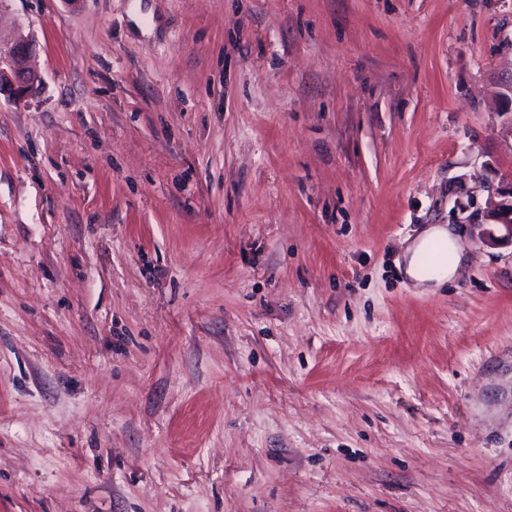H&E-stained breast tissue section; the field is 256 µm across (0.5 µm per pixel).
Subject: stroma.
<instances>
[{"label":"stroma","instance_id":"stroma-1","mask_svg":"<svg viewBox=\"0 0 512 512\" xmlns=\"http://www.w3.org/2000/svg\"><path fill=\"white\" fill-rule=\"evenodd\" d=\"M20 35L0 512H512V0H0ZM486 224L501 225L512 241V182L507 190L491 192L486 200L484 212ZM440 244L445 248L444 259L438 270L427 273L421 266L420 258L428 248ZM407 273L419 283L430 281L442 282L450 279L462 261V254L456 242L449 237L448 231L443 227H432L411 248Z\"/></svg>","mask_w":512,"mask_h":512}]
</instances>
